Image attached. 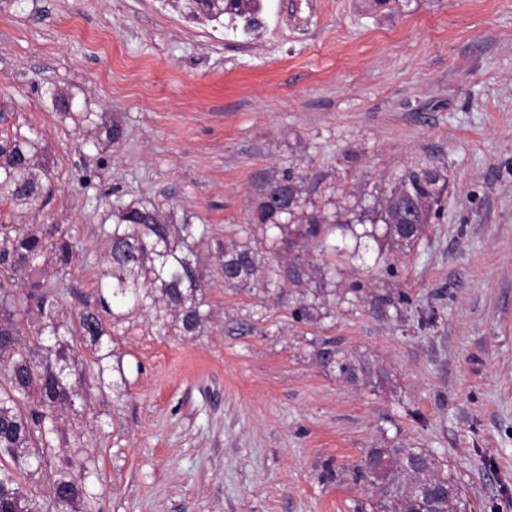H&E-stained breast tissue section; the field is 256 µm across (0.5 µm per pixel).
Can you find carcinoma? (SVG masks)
<instances>
[{
    "label": "carcinoma",
    "instance_id": "1",
    "mask_svg": "<svg viewBox=\"0 0 512 512\" xmlns=\"http://www.w3.org/2000/svg\"><path fill=\"white\" fill-rule=\"evenodd\" d=\"M184 15L193 20L246 34L263 28L261 0H176ZM38 137L17 136L0 144V190L17 205H33L44 194L35 172ZM448 177L435 167L408 171L389 196L371 210L373 225L359 233L354 224H329L318 213L297 212L303 178L293 170L263 185L251 222L241 225L239 235L213 244L204 226L163 211L150 203L121 197L110 204L112 224L104 230L111 272L98 284L97 294L86 301L79 315L78 329L88 338L91 364L70 365L66 337L70 323L59 314V292L52 278L78 256V244L71 229L60 224H36L18 231L0 225V512H91L95 494L89 479L98 475L96 466L63 449L74 447L76 436L60 423V412L75 409L86 401L80 386L94 379L104 382L105 316H121L120 310L162 306L174 312L175 327L181 334L196 332L208 319L206 305L207 271L199 255L216 256L224 286L240 288L265 275L278 290V297H290L308 275L306 248L315 244L321 254H336L330 237L336 231L349 232L355 239L371 238L394 248L413 247L426 232L433 206L440 203ZM271 242L259 258L251 245L255 230ZM25 290L24 298L16 294ZM405 297L374 296L371 312L386 317ZM316 302L297 299L292 309L296 322L314 320ZM30 316L33 331L23 337L20 317ZM319 363L336 371V377L350 383L375 384L382 371L367 356L357 357L336 345L315 351ZM75 376V382L69 377ZM62 452L60 465L50 484V502L28 490L37 483L39 462ZM355 477L377 486L382 496L381 512H419L420 488L437 486L445 493L427 502L429 512H458L459 496L454 481L441 473L435 460L419 448H370L354 467Z\"/></svg>",
    "mask_w": 512,
    "mask_h": 512
}]
</instances>
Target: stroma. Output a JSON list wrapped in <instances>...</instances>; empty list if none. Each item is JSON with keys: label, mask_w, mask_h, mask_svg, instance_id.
I'll return each instance as SVG.
<instances>
[{"label": "stroma", "mask_w": 512, "mask_h": 512, "mask_svg": "<svg viewBox=\"0 0 512 512\" xmlns=\"http://www.w3.org/2000/svg\"><path fill=\"white\" fill-rule=\"evenodd\" d=\"M262 5L260 33L228 37L160 0H0V144L37 134L54 177L47 203L0 195V224L79 239L57 280L70 322L108 270L115 195L220 240L288 169L303 210L342 224L409 170L448 177L414 248L357 258L347 236L335 265L312 257L311 323L265 282L217 274L195 334L152 310L107 319L125 381L62 417L98 470L93 512H379L352 467L396 446L455 480L460 512H512V0ZM54 89L123 141L85 144ZM381 293L405 297L387 318L370 311ZM325 341L383 381L337 379L315 357Z\"/></svg>", "instance_id": "obj_1"}]
</instances>
